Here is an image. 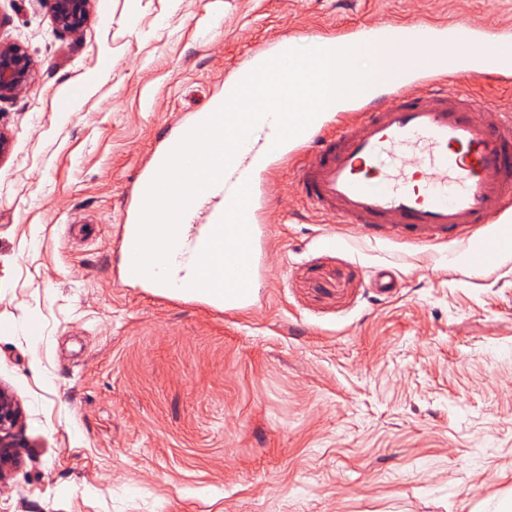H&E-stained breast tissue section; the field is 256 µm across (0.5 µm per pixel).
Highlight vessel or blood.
<instances>
[{"instance_id":"obj_1","label":"vessel or blood","mask_w":512,"mask_h":512,"mask_svg":"<svg viewBox=\"0 0 512 512\" xmlns=\"http://www.w3.org/2000/svg\"><path fill=\"white\" fill-rule=\"evenodd\" d=\"M327 48L380 40L407 54L389 79L387 103L371 96L353 99L351 119L333 127L334 110L320 114L299 136L279 147L282 161L297 160L300 200L313 210L358 231L414 244L447 240L451 232L473 233L512 209V109L469 95L461 83L512 74V28L455 20L378 21L349 31L316 34ZM296 34L275 36L256 46L250 60L296 48ZM263 120L237 151L221 180L202 190L182 217L192 227L184 248L169 261L187 262L203 249L201 228L215 229L241 185H256L253 159L269 151L275 132ZM159 147L132 183L120 228L124 278L143 288L159 281L133 270L139 221L157 167L166 161ZM250 278H266L269 238L263 212L248 206Z\"/></svg>"}]
</instances>
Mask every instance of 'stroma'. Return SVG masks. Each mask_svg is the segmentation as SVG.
Instances as JSON below:
<instances>
[{"label":"stroma","mask_w":512,"mask_h":512,"mask_svg":"<svg viewBox=\"0 0 512 512\" xmlns=\"http://www.w3.org/2000/svg\"><path fill=\"white\" fill-rule=\"evenodd\" d=\"M462 15L512 23V0H94L76 36L51 0H0L33 64L0 100V387L27 442L0 512H512V264L460 263L470 239L370 240L292 198L285 163L249 310L115 276L156 139L257 44Z\"/></svg>","instance_id":"1"}]
</instances>
